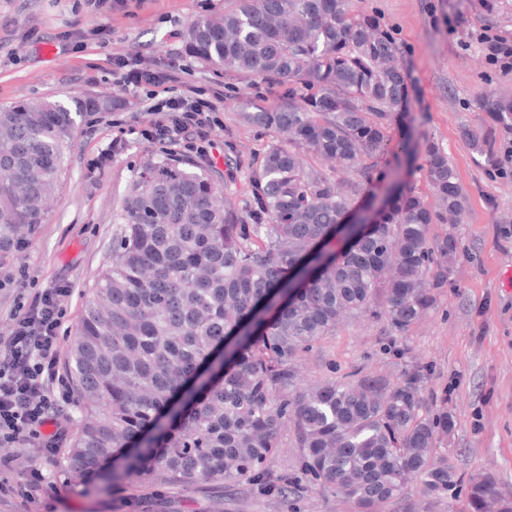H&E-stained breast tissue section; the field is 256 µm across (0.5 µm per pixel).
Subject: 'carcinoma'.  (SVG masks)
Instances as JSON below:
<instances>
[{
	"mask_svg": "<svg viewBox=\"0 0 512 512\" xmlns=\"http://www.w3.org/2000/svg\"><path fill=\"white\" fill-rule=\"evenodd\" d=\"M185 52L228 78L288 84L245 121L285 138L252 172L240 207L189 159L143 166L117 214L112 249L71 346L79 409L90 416L63 460L87 492L106 493L156 471L174 483L246 484L296 500L339 491L356 512L399 501L410 481L422 496L466 485L472 512H512L490 476L463 481L440 435L448 399H428L430 368L408 365L392 381L356 369L312 388L295 362L346 315L386 324L394 343L450 283L455 238L435 227L467 203L455 168L425 145L430 204L390 181L386 129L408 99L400 47L349 0H236L194 22ZM77 95L0 107V259L34 237L61 181L77 121L104 109ZM491 123L463 129L490 172L501 170L500 134H512V98L489 95ZM334 160L354 178L307 157ZM347 228L336 256L324 249ZM298 448L278 464L284 428Z\"/></svg>",
	"mask_w": 512,
	"mask_h": 512,
	"instance_id": "1",
	"label": "carcinoma"
}]
</instances>
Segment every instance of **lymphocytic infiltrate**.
Instances as JSON below:
<instances>
[{"label":"lymphocytic infiltrate","mask_w":512,"mask_h":512,"mask_svg":"<svg viewBox=\"0 0 512 512\" xmlns=\"http://www.w3.org/2000/svg\"><path fill=\"white\" fill-rule=\"evenodd\" d=\"M177 80L175 72L157 70L147 61L117 71L114 85L124 93L143 85L164 92V99L146 109V140L204 152L220 107L205 91L177 92ZM70 294L69 284L61 281L17 295L10 322L0 332V474L13 470L14 449L31 448L38 454L18 488L0 482V493L16 491L27 508L38 504L45 492L43 463L54 459L71 431L73 399L63 374L61 336Z\"/></svg>","instance_id":"obj_1"}]
</instances>
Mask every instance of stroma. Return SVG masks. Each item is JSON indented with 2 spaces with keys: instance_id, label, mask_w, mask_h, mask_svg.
Here are the masks:
<instances>
[{
  "instance_id": "1",
  "label": "stroma",
  "mask_w": 512,
  "mask_h": 512,
  "mask_svg": "<svg viewBox=\"0 0 512 512\" xmlns=\"http://www.w3.org/2000/svg\"><path fill=\"white\" fill-rule=\"evenodd\" d=\"M230 3L209 0L204 10L199 0H126L97 9L86 0H0V106L69 93L107 101L80 123L40 231L0 263V274L19 288L69 281L66 336L82 319L110 253L114 217L141 166L169 151L140 138L148 93L115 90L116 61L176 64L185 84L223 93L222 122L211 131L214 146L202 165L236 203L251 196V172L274 135L241 114L261 92L250 79L215 75L183 50L191 24ZM351 10L375 17L401 47L416 135L447 152L468 203L450 227L458 241L452 283L437 291L435 306L398 349H390L382 322L346 316L301 354L299 374L308 385L358 368L394 380L405 364L429 365L426 390L447 396L453 420L441 444L449 466L466 478L493 477L512 498V160L505 174L487 173L461 136L462 128L486 124L480 98L512 96V65L490 58L485 43H512V0H351ZM261 94L277 100L276 91ZM47 476L43 512H129L132 502L141 512H354L329 491L286 502L254 495L242 483L182 487L160 473L147 487L130 480L114 493L87 496L58 463L48 464Z\"/></svg>"
}]
</instances>
